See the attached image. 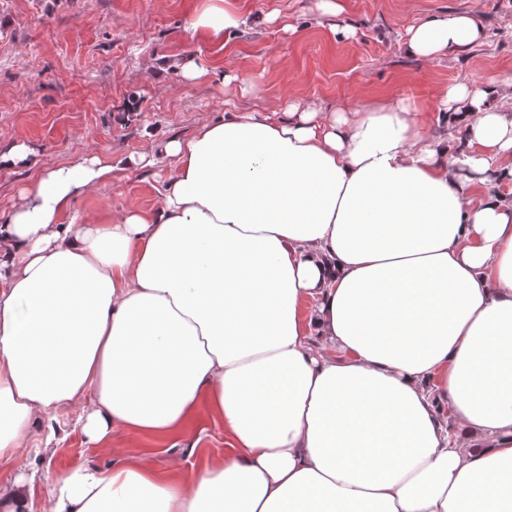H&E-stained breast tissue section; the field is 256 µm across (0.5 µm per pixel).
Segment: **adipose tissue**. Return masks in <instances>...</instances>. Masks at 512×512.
Returning <instances> with one entry per match:
<instances>
[{
    "mask_svg": "<svg viewBox=\"0 0 512 512\" xmlns=\"http://www.w3.org/2000/svg\"><path fill=\"white\" fill-rule=\"evenodd\" d=\"M222 0L185 27L244 25ZM468 15L409 55L480 40ZM511 78L322 112L221 113L131 164L162 204L88 224L112 161L47 170L0 212V461L85 405L88 441L230 438L190 476L141 460L51 479L46 512H512ZM448 421H441L443 406Z\"/></svg>",
    "mask_w": 512,
    "mask_h": 512,
    "instance_id": "obj_1",
    "label": "adipose tissue"
}]
</instances>
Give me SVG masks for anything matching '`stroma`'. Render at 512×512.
I'll return each instance as SVG.
<instances>
[{"mask_svg":"<svg viewBox=\"0 0 512 512\" xmlns=\"http://www.w3.org/2000/svg\"><path fill=\"white\" fill-rule=\"evenodd\" d=\"M202 0H0V151L27 143L28 165L0 169V210L46 169L91 153L112 161V179L76 203L99 222L128 206L157 207L159 168L131 169L129 155L157 139L187 136L224 110H269L293 95L328 112L362 100L374 106L408 98L430 105L442 86L512 77V0H226L246 23L226 44L186 31ZM277 12L274 21L265 16ZM467 14L484 36L430 59L406 54V31L423 21ZM190 58L244 77L246 89L186 82ZM80 406L36 418L34 439L55 432L50 448H28L0 462V485L36 471L33 512H44L47 475L77 465L106 468L137 457L154 471L190 474L223 459V422L200 407L182 435L165 441L122 432L111 447L87 442Z\"/></svg>","mask_w":512,"mask_h":512,"instance_id":"1","label":"stroma"}]
</instances>
